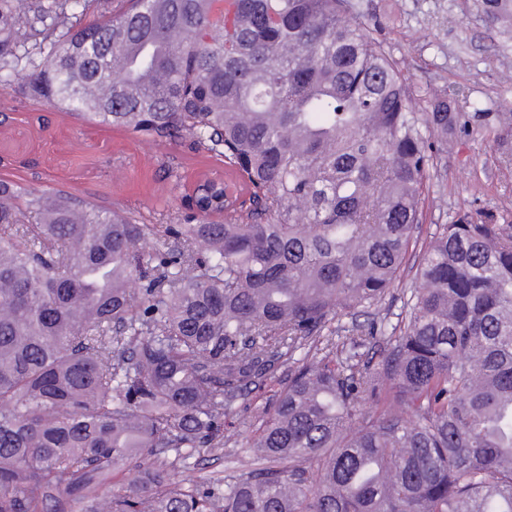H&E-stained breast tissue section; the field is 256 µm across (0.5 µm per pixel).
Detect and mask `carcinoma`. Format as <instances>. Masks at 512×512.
Listing matches in <instances>:
<instances>
[{
    "mask_svg": "<svg viewBox=\"0 0 512 512\" xmlns=\"http://www.w3.org/2000/svg\"><path fill=\"white\" fill-rule=\"evenodd\" d=\"M119 2L0 0V85L225 177L161 233L0 181V512H512V224L440 226L399 334L331 328L395 288L433 156L478 115L420 111L348 0ZM300 350L251 466L173 480Z\"/></svg>",
    "mask_w": 512,
    "mask_h": 512,
    "instance_id": "1",
    "label": "carcinoma"
}]
</instances>
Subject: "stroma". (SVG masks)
Returning a JSON list of instances; mask_svg holds the SVG:
<instances>
[{
    "label": "stroma",
    "mask_w": 512,
    "mask_h": 512,
    "mask_svg": "<svg viewBox=\"0 0 512 512\" xmlns=\"http://www.w3.org/2000/svg\"><path fill=\"white\" fill-rule=\"evenodd\" d=\"M356 19L376 18V36L408 75L415 98L448 91L457 112L512 113V23H491L482 0H349ZM0 180L27 197L63 191L132 215L157 229L179 223L185 196L204 176L224 173L223 158L184 141L155 142L121 128L85 123L13 84L0 92ZM427 183L425 221L415 233L428 241L437 225L463 211L512 210V160L501 158L479 126L455 136ZM278 380L239 399L231 416L238 436L220 453H202L176 479L236 473L246 460L259 406Z\"/></svg>",
    "instance_id": "35a3bbf8"
}]
</instances>
